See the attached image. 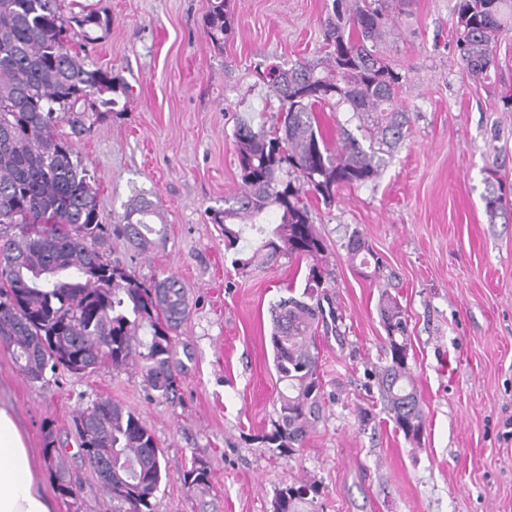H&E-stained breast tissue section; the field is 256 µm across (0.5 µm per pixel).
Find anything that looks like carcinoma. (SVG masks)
I'll return each mask as SVG.
<instances>
[{
	"mask_svg": "<svg viewBox=\"0 0 512 512\" xmlns=\"http://www.w3.org/2000/svg\"><path fill=\"white\" fill-rule=\"evenodd\" d=\"M389 0H332L323 20L328 51L315 61L288 68L272 66L264 78L279 102L276 124L267 129L238 121L233 132L242 191L212 210L224 225L225 246L246 238L249 264L261 259L310 260L301 291L270 306V343L283 390L268 440L291 456L304 447L320 420L323 388L319 372L318 327L328 326L327 274L323 239L311 222L308 200L326 204L336 192L380 177L384 155L406 138L409 113L398 106L402 76L381 53ZM66 16L60 0H0V345L33 384L46 370L91 373L139 367L149 388L166 400L175 396L185 363L178 355L177 329L188 314L184 288L174 276L147 284L107 256L110 232L141 250L155 245L164 226L143 195L126 207L122 223L103 222L92 177L76 142L89 132L92 117L124 110L128 86L122 77L94 66L70 43L91 39L111 19L78 5ZM457 48L476 76L495 66L494 46L512 31V0H458ZM203 25L212 44L224 48L238 22L229 0H210ZM351 113L337 123L336 140L324 134L319 112ZM357 121L356 130L348 124ZM64 121L67 136L57 126ZM502 182L489 183L486 212L495 220L503 206ZM353 260L367 266L372 253L359 231L346 242ZM379 315L386 336L377 384L394 429L410 438L425 427L422 401L411 381L408 319L396 298L384 291ZM149 330L150 338L142 337ZM82 457L111 465L107 492L112 512H154L167 463L154 435L122 404L102 398L76 417ZM43 458L60 497L79 501L81 484L44 435ZM184 484L203 490L210 469L193 465ZM315 486L287 485L272 501L273 512H300Z\"/></svg>",
	"mask_w": 512,
	"mask_h": 512,
	"instance_id": "obj_1",
	"label": "carcinoma"
}]
</instances>
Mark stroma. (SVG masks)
<instances>
[{"label":"stroma","mask_w":512,"mask_h":512,"mask_svg":"<svg viewBox=\"0 0 512 512\" xmlns=\"http://www.w3.org/2000/svg\"><path fill=\"white\" fill-rule=\"evenodd\" d=\"M86 2L111 25L85 55L119 73L130 95L126 111L97 119L77 150L106 223H120L139 194L162 215L165 238L151 251L114 236L109 257L147 283L179 279L187 358L175 398L164 400L134 366L32 384L0 346V403L15 410L35 464L54 430L82 479V512H109L73 423L108 397L164 453L154 512H271L277 490L301 479L319 487L308 512H512V222L489 223L484 202L495 172L512 202V33L477 78L457 56V0H392L381 49L402 76L410 130L376 182L341 188L329 205L310 202L337 331L317 335L323 418L288 457L267 440L281 389L269 306L303 288L307 268L251 261L243 242L226 248L211 212L242 189L236 122L272 121L278 106L256 66L323 57L329 0H231L238 27L221 49L203 29L209 0ZM355 230L381 272L349 259ZM385 291L408 318L409 367L426 411L417 442L395 431L369 377L382 357ZM362 407L373 412L365 426ZM197 458L211 470L205 494L181 476Z\"/></svg>","instance_id":"obj_1"}]
</instances>
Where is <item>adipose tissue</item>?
<instances>
[{
  "label": "adipose tissue",
  "instance_id": "adipose-tissue-1",
  "mask_svg": "<svg viewBox=\"0 0 512 512\" xmlns=\"http://www.w3.org/2000/svg\"><path fill=\"white\" fill-rule=\"evenodd\" d=\"M0 512H54L13 410L0 405Z\"/></svg>",
  "mask_w": 512,
  "mask_h": 512
}]
</instances>
